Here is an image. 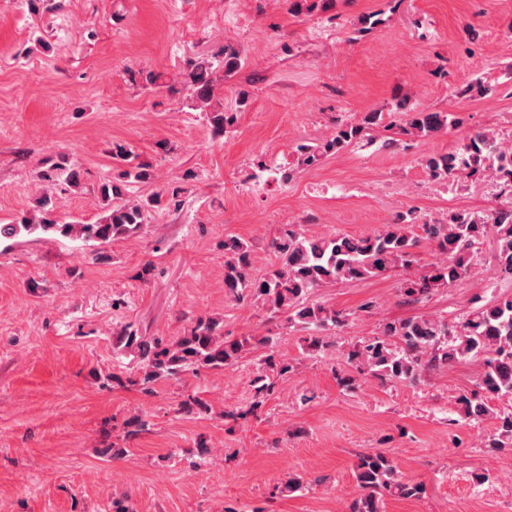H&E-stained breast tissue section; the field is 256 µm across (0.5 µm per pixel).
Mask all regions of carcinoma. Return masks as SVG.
Here are the masks:
<instances>
[{
	"mask_svg": "<svg viewBox=\"0 0 512 512\" xmlns=\"http://www.w3.org/2000/svg\"><path fill=\"white\" fill-rule=\"evenodd\" d=\"M332 0H292L290 11L311 12L329 7ZM190 98L198 109L206 112L216 134H221L235 121L234 113L211 108L215 96L213 63L200 58L189 63L183 74ZM406 112L400 133L418 139L431 137L455 123L447 112L418 111L399 105ZM381 112L367 113L359 123H338L332 136L317 146L300 148L302 162L309 166L322 156L344 150L363 140L367 130L383 124ZM428 175L438 181L483 175L497 179L512 171V143L506 144L490 131H469L456 150L429 155L423 160ZM62 177L69 187L82 183L81 172L62 164H53L39 174L42 181ZM126 185L103 183L98 200L108 214L97 224H60L53 218L51 195L44 191L37 198L39 216L24 217L17 224L0 225V238L23 234H54L67 238L107 243L114 237L138 235L147 228L149 210L161 202V196L146 202H125ZM414 220L402 217L369 236H305L288 227L272 242L279 262L262 278L251 275V247L239 239L224 241V288L237 299L246 292L259 298L271 315L288 314V323L307 333L304 348L311 355L333 345L322 332L345 325L348 314L319 302L309 301L317 289L337 281L368 280L383 277L395 270L406 276L400 291L407 302H418L440 289L448 288L472 274L474 248L491 236L496 241L498 274L512 279V206L499 207L484 217L453 212L448 222L424 224L426 239L432 241L442 255L439 263L424 272L409 273L414 264V249L419 240L411 228ZM219 321L199 320L190 333L171 343L155 338L148 342L137 331L126 326L116 332L115 345L136 356L137 372L145 383L173 378L200 368L224 370L243 358L247 348L265 349L272 337L256 340L245 337L227 340L217 335ZM348 363L360 375L382 382L415 383L426 374L446 369L460 362L480 359L483 373L478 390L457 399L460 415L479 422L490 413L488 400L512 398V295H502L473 308L460 322L427 315L386 322L381 334L353 344L346 353ZM259 374L253 379L255 398L273 392L271 374L279 376L288 367L277 364L273 352L260 359ZM491 448H512V411L496 416ZM356 481L359 495L350 512H385L386 498L418 499L426 488L421 482L402 478L394 461L380 451L358 457Z\"/></svg>",
	"mask_w": 512,
	"mask_h": 512,
	"instance_id": "cac0c4a2",
	"label": "carcinoma"
}]
</instances>
